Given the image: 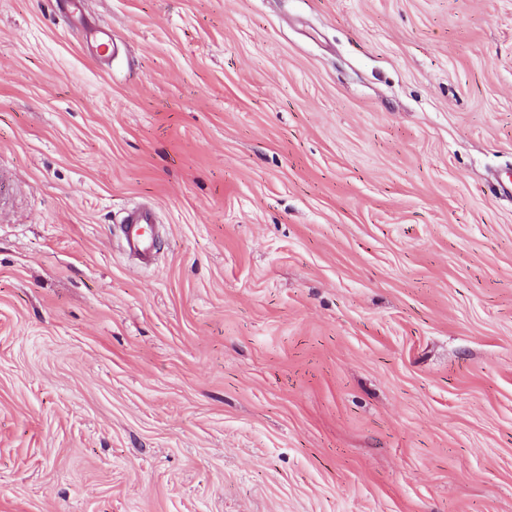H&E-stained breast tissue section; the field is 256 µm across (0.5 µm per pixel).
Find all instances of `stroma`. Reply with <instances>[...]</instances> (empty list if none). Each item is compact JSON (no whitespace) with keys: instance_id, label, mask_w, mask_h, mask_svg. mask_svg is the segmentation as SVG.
I'll return each instance as SVG.
<instances>
[{"instance_id":"1","label":"stroma","mask_w":512,"mask_h":512,"mask_svg":"<svg viewBox=\"0 0 512 512\" xmlns=\"http://www.w3.org/2000/svg\"><path fill=\"white\" fill-rule=\"evenodd\" d=\"M64 8L0 0V512H512V0ZM153 221V208L146 205L128 210L122 220V232L126 248L145 261L151 260L154 256L155 240L148 231Z\"/></svg>"}]
</instances>
